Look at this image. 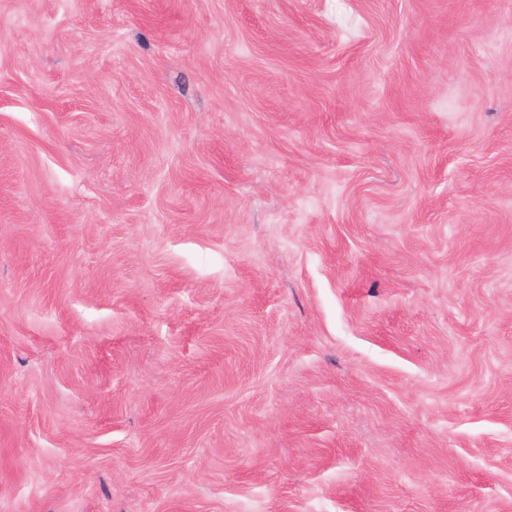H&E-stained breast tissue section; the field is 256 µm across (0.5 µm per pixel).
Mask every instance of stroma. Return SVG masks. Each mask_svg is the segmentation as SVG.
Instances as JSON below:
<instances>
[{
    "label": "stroma",
    "instance_id": "stroma-1",
    "mask_svg": "<svg viewBox=\"0 0 512 512\" xmlns=\"http://www.w3.org/2000/svg\"><path fill=\"white\" fill-rule=\"evenodd\" d=\"M0 512H512V0H0Z\"/></svg>",
    "mask_w": 512,
    "mask_h": 512
}]
</instances>
